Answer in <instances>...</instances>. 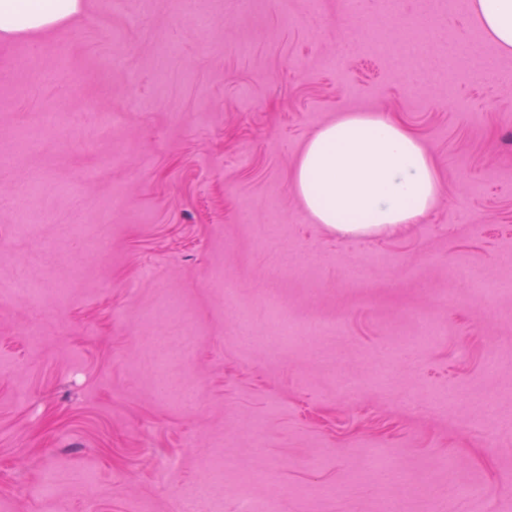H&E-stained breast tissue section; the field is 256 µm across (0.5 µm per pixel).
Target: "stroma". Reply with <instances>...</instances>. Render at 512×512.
Returning a JSON list of instances; mask_svg holds the SVG:
<instances>
[{"instance_id": "stroma-1", "label": "stroma", "mask_w": 512, "mask_h": 512, "mask_svg": "<svg viewBox=\"0 0 512 512\" xmlns=\"http://www.w3.org/2000/svg\"><path fill=\"white\" fill-rule=\"evenodd\" d=\"M344 112L432 154L417 223L341 239L295 195ZM0 157V512H512V55L470 0H83L0 38Z\"/></svg>"}]
</instances>
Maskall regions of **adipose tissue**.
Wrapping results in <instances>:
<instances>
[{
    "label": "adipose tissue",
    "mask_w": 512,
    "mask_h": 512,
    "mask_svg": "<svg viewBox=\"0 0 512 512\" xmlns=\"http://www.w3.org/2000/svg\"><path fill=\"white\" fill-rule=\"evenodd\" d=\"M82 0H0V35L62 24ZM501 53L512 54V0H471ZM293 188L317 223L352 236L394 232L429 210L442 186L420 140L389 116L345 112L308 140Z\"/></svg>",
    "instance_id": "obj_1"
}]
</instances>
